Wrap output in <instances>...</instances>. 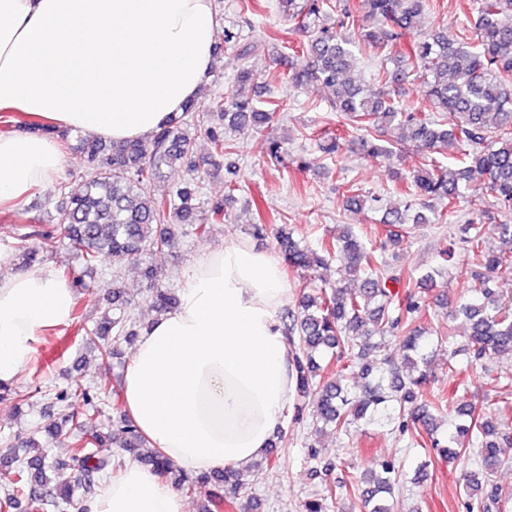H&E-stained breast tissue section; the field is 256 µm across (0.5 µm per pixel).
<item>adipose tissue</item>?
I'll list each match as a JSON object with an SVG mask.
<instances>
[{
	"label": "adipose tissue",
	"mask_w": 512,
	"mask_h": 512,
	"mask_svg": "<svg viewBox=\"0 0 512 512\" xmlns=\"http://www.w3.org/2000/svg\"><path fill=\"white\" fill-rule=\"evenodd\" d=\"M213 0H0V110L107 142L147 139L199 96L212 66ZM55 139L0 134V208L58 174ZM0 251V382L28 365L74 303L47 265L21 271ZM269 252L229 239L183 278L128 358L122 398L150 443L190 472L242 470L281 427L295 374ZM85 512H185L152 470L128 463Z\"/></svg>",
	"instance_id": "adipose-tissue-1"
}]
</instances>
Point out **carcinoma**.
I'll return each mask as SVG.
<instances>
[{
    "label": "carcinoma",
    "mask_w": 512,
    "mask_h": 512,
    "mask_svg": "<svg viewBox=\"0 0 512 512\" xmlns=\"http://www.w3.org/2000/svg\"><path fill=\"white\" fill-rule=\"evenodd\" d=\"M427 0H336L338 20L323 23L327 0H279L282 11L295 21L305 41L293 48L296 56L310 63L302 68L290 64L288 80L293 85L311 84L330 92L331 108L342 117L341 127L353 134H318L319 149L337 157L347 149L368 155L397 158L411 145L431 154L427 163L400 178L398 193L403 206L385 210V246L400 247L411 224H446L457 213V203L479 185L494 199L502 212L512 211V0H479L473 36L448 39L441 30L427 35L418 29ZM357 31L358 42L384 60L392 69L380 68L381 87L369 91L353 83L350 73L356 62L352 40L342 29ZM215 45L214 60L227 61L237 81L253 79L247 65L249 47L239 32L222 28ZM413 78L421 81L431 112L399 106L393 86ZM280 109L277 101L260 107L233 93L208 103L190 100L181 114L172 117L147 140L132 139L106 144L100 140L76 138V149L89 168L88 177L77 186L57 184L64 205L56 224L40 219L22 220L30 229L28 237L38 246L18 248L16 264L29 267L43 261V255L57 250L63 240L76 249L83 272L93 273L107 257L142 267L150 302L164 314L177 304L175 293L163 286L161 274L147 264V257L170 247L178 236L192 234L204 239L214 227L229 220L226 204L242 190L233 176L224 182V198L205 206L200 202L204 179L194 155L198 135L210 143L212 155L224 157L232 144L225 133H249L269 124ZM401 130L400 142L385 138L387 128ZM20 128L68 140L69 132L37 121ZM457 145L462 167L450 169L433 157L448 142ZM180 168L185 178L161 193L151 186L164 169ZM443 203L431 209L432 216L414 209L418 197ZM345 206L362 209L367 199L348 185ZM502 246H493L477 224H464L461 232L475 269L469 281L470 297L456 314L469 325L465 344L451 356L462 354L472 366L493 356H512V300L495 288L492 273L512 267V222L493 225ZM274 237L291 271L300 278L303 292L295 311L282 321L293 362L296 389L303 396L317 388L312 431L316 434L345 433L359 421L388 428L413 442L425 435L437 454L449 461L469 457L475 467L465 472L463 494L467 512H499L502 500L511 497L495 480L497 471L512 463V432L507 419L497 411L476 409L469 385L460 383L462 395L455 418L443 424L438 405L423 399L421 386L428 367L442 342L433 343L414 323L426 306L421 290H428L438 268L406 281L396 263L397 253L387 258L345 226L319 237L314 245L294 238L287 224L250 226V234L263 240ZM340 264V278L330 284L320 280L318 271L330 260ZM360 281L356 288L344 282ZM112 314L93 323L76 306L70 319L82 340L97 346L98 358L120 364L124 342L138 335L136 322L126 314L129 299L125 289L112 282L107 295ZM400 339L405 351L401 364L385 354L386 338ZM334 368L329 379L323 376ZM57 414L47 415L33 435L14 442L4 437L9 450L0 456V470L12 472V491L0 501V512H83V502L99 487L100 474L109 462L99 448L117 442L162 479L188 492L208 489L201 512H224L233 507L244 486L239 470L223 469L188 474L177 464L150 447L132 419L122 409L121 394L76 383L53 395ZM112 405L111 430L101 417ZM70 427L71 447L66 457H54L36 436L56 437ZM70 470L74 483H51L47 473ZM397 472L389 460L375 461V467L359 480L325 482L323 494L303 504V512H328L330 502L347 495L359 512H393Z\"/></svg>",
    "instance_id": "obj_1"
}]
</instances>
